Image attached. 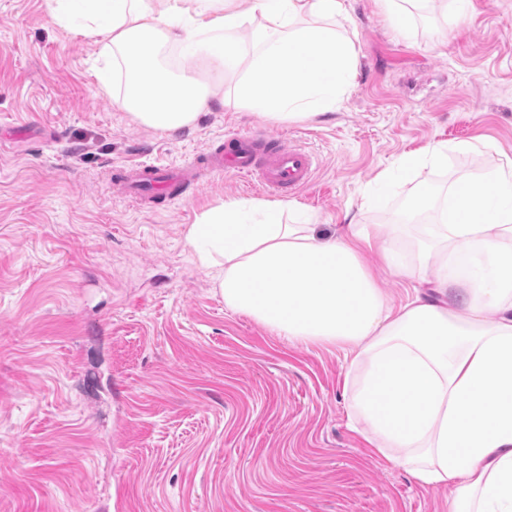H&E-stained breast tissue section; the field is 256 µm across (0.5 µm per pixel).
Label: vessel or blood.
<instances>
[{
  "instance_id": "1",
  "label": "vessel or blood",
  "mask_w": 512,
  "mask_h": 512,
  "mask_svg": "<svg viewBox=\"0 0 512 512\" xmlns=\"http://www.w3.org/2000/svg\"><path fill=\"white\" fill-rule=\"evenodd\" d=\"M223 165L231 171L256 180L266 191H295L307 185L315 167V156L307 148L287 140L271 142L262 135L246 136L239 149ZM134 191L148 196L162 195L171 183L161 168L147 164L129 170Z\"/></svg>"
}]
</instances>
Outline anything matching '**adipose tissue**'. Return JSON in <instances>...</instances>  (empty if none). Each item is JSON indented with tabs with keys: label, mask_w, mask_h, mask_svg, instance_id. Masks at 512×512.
Returning a JSON list of instances; mask_svg holds the SVG:
<instances>
[{
	"label": "adipose tissue",
	"mask_w": 512,
	"mask_h": 512,
	"mask_svg": "<svg viewBox=\"0 0 512 512\" xmlns=\"http://www.w3.org/2000/svg\"><path fill=\"white\" fill-rule=\"evenodd\" d=\"M53 23L86 40L101 92L160 134L215 110L278 121L335 111L358 56L336 29L346 0H47ZM194 57L171 68L161 51ZM487 184L460 181L439 218L340 224L322 235L295 201L235 197L208 207L184 243L226 309L288 340L338 346L349 425L448 512H512V158ZM374 254L407 283L387 299Z\"/></svg>",
	"instance_id": "ef3b65f1"
}]
</instances>
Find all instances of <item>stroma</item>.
Masks as SVG:
<instances>
[{
    "mask_svg": "<svg viewBox=\"0 0 512 512\" xmlns=\"http://www.w3.org/2000/svg\"><path fill=\"white\" fill-rule=\"evenodd\" d=\"M347 5L358 73L336 112H206L163 136L98 93L95 48L45 0H0V512H448L349 429L343 352L225 310L183 242L196 212L268 199L207 165L253 131L314 153L292 198L326 234L512 156V0H472L463 27L452 0H415L403 35L378 0ZM433 142L447 165L372 193ZM139 163L201 175L140 205Z\"/></svg>",
    "mask_w": 512,
    "mask_h": 512,
    "instance_id": "35a3bbf8",
    "label": "stroma"
}]
</instances>
